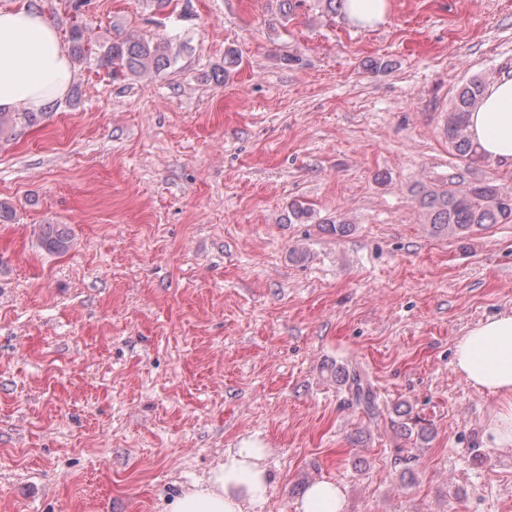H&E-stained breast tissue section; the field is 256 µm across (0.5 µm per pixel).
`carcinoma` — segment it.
Instances as JSON below:
<instances>
[{
  "label": "carcinoma",
  "instance_id": "cac0c4a2",
  "mask_svg": "<svg viewBox=\"0 0 512 512\" xmlns=\"http://www.w3.org/2000/svg\"><path fill=\"white\" fill-rule=\"evenodd\" d=\"M74 61L81 63L92 53L86 38V27L76 24L70 32ZM178 52L166 39L146 40L130 33L121 39L98 46V61L112 66V76L125 78H149L158 76L172 68L177 62ZM484 85L474 77L460 87L448 109L444 133L455 152L477 165L482 155L471 142L467 132V115L480 103ZM37 120L34 112H0V141H11L20 131L32 126ZM422 221L434 237L464 238L468 234L483 230L491 224L512 222V195L505 193L495 181L476 178L470 182L451 187H429L422 185L416 192ZM38 237L42 248L50 253L61 254L70 248L69 236L55 224H43ZM336 381L344 387L350 401L368 414L378 410L376 395L368 377L359 369L336 368ZM400 418L398 427L408 437L426 440L430 432L424 426L413 430L418 420L408 410H396Z\"/></svg>",
  "mask_w": 512,
  "mask_h": 512
}]
</instances>
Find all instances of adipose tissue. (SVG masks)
Listing matches in <instances>:
<instances>
[{"label":"adipose tissue","instance_id":"ef3b65f1","mask_svg":"<svg viewBox=\"0 0 512 512\" xmlns=\"http://www.w3.org/2000/svg\"><path fill=\"white\" fill-rule=\"evenodd\" d=\"M73 76L66 45L29 0L0 8V111L44 112L67 93ZM468 130L483 157L512 162V79L486 86ZM452 364L471 386L494 395L497 405L485 428L491 447H512V313L488 317L459 338ZM265 451L248 444L228 449L205 478L167 502L164 512H253L270 488ZM344 493L330 479L310 482L296 512H343Z\"/></svg>","mask_w":512,"mask_h":512}]
</instances>
